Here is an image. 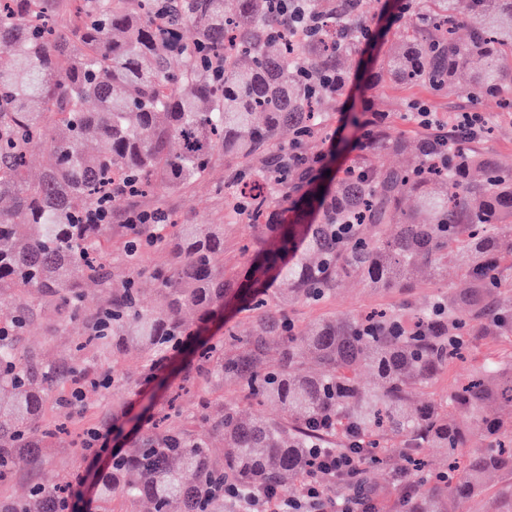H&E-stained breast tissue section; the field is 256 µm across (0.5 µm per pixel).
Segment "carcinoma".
I'll return each instance as SVG.
<instances>
[{"label": "carcinoma", "instance_id": "cac0c4a2", "mask_svg": "<svg viewBox=\"0 0 512 512\" xmlns=\"http://www.w3.org/2000/svg\"><path fill=\"white\" fill-rule=\"evenodd\" d=\"M69 28L52 21L56 0H0V296L12 309L0 316V483L37 467L36 449L55 433L38 426L48 387L63 378L82 389L83 369L63 362L43 367L22 355L21 335L34 300L81 316L82 280L105 281L110 224L97 212L155 191L174 190L208 173L215 159L234 162L224 179V220L248 221L263 233L241 254H254L244 273L224 269V225L181 224L177 259L166 267L134 266L112 301L88 323L86 342L103 360L133 346L145 373L153 361L194 336L182 314L207 324L241 301L252 320L248 336L230 331L202 353L216 387L232 386L247 400L275 403L280 417L240 418L224 403L212 430L224 458H212L191 423L208 419L199 398L190 423L172 429L159 419L141 445L94 477L96 512L112 498L145 499L153 512H240L242 494L264 484L280 491L308 480L326 484L314 450L363 451L364 464L386 463L399 451L408 467L404 512H512V485L488 492V480L512 474V354L488 359L445 400L411 405L460 358L474 336L512 339V172L492 156L460 145L453 167L427 168L424 138L412 161L384 156L410 140L385 123L352 170L320 190L302 184L288 165L295 147L325 137L330 113L346 91L342 63L362 53L364 0H303L319 28L284 39L291 23L271 0H78ZM512 4L468 0V36L460 40L455 0H416L399 23L404 43L385 51L384 77L423 85L437 96L480 62L472 96L499 97L512 81ZM191 42L184 40L188 28ZM336 75V85L321 84ZM47 147L51 167L36 181L28 153ZM415 198L425 223L403 208ZM130 260L158 243L150 224L128 225ZM453 254L467 284L428 307L404 302L393 311L328 318L305 327L290 312L319 303L349 277L376 290L406 288L418 266L440 273ZM150 279L158 306L146 310L135 280ZM374 374L363 382L359 368ZM466 425L448 422V409ZM437 448L448 471L414 458ZM60 483H36L27 501L53 512Z\"/></svg>", "mask_w": 512, "mask_h": 512}]
</instances>
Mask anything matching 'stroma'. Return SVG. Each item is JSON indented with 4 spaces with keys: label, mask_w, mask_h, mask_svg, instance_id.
Returning <instances> with one entry per match:
<instances>
[{
    "label": "stroma",
    "mask_w": 512,
    "mask_h": 512,
    "mask_svg": "<svg viewBox=\"0 0 512 512\" xmlns=\"http://www.w3.org/2000/svg\"><path fill=\"white\" fill-rule=\"evenodd\" d=\"M399 27L386 28L384 40L370 47L362 56L350 62L348 66L349 93L339 107L334 108L330 123L328 140L322 141L320 148L334 154L336 170L352 165L357 157L356 150L346 148L345 143L353 137L350 128L344 125V114L351 108L362 109L374 105L388 113L394 130L409 132L410 127L404 115L407 102L411 99H427L430 92L426 87L415 86L397 88L386 80H374L371 69L378 66L386 44L398 40ZM476 110L485 113L492 125V131L474 144L475 149L495 157L506 169L512 170V113L501 111L497 98L484 96L473 98L468 78H461L456 91L437 99L435 110L439 115H447L461 110ZM230 163L217 158L209 174L194 181L178 191L159 194L136 200L135 208L151 210L162 207L177 214L185 224H224V262L226 265L245 269L248 262L238 251V242L248 237L260 241L259 229L247 222L233 225L224 223V173ZM462 281L456 268L447 273L434 276L428 270H421L409 288H396L377 292L360 280H345L336 295L317 305H301L295 312L300 324L306 325L325 316L350 318L371 307L396 308L409 301L419 307H426L436 295L449 288L461 287ZM84 298L82 317L65 327H58L57 314L50 309L39 310L35 320L29 325L21 341V349L34 357L39 363L57 365L67 359H74L81 366L92 367L96 364L93 352L77 351L76 345L83 336L87 323L99 308L112 296L111 288L103 283L87 281L83 284ZM512 351V342L499 340L478 341L465 361L454 364L447 373L434 380L426 389L429 397H444L456 382L466 377L471 370L485 359L498 357ZM115 365L114 381L109 387L86 386L85 396L80 405H68L67 399L72 390L70 380L63 379L55 384L47 395L42 426L65 424L69 432L54 438L51 444L41 451L47 464L37 470H23L14 480L0 485V501L12 502L26 498L33 483L86 478L96 469L105 467L102 459L93 458L82 447L80 440L86 431L97 429L110 418H120L124 432L121 439L110 440L113 449L132 447L134 441L146 436L152 424L149 414L166 410L168 390L177 389L188 376H196L197 364L190 353L184 352L168 361L161 373L167 389L146 384L142 375L143 359L139 352L126 349L112 356Z\"/></svg>",
    "instance_id": "1"
}]
</instances>
